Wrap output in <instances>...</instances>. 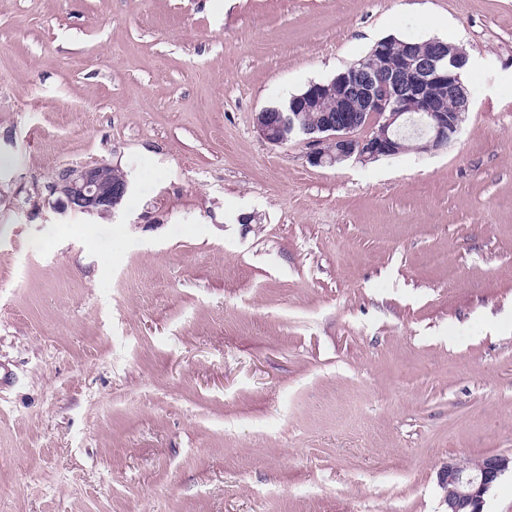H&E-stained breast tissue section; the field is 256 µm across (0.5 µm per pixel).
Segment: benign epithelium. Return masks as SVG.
Instances as JSON below:
<instances>
[{"mask_svg": "<svg viewBox=\"0 0 512 512\" xmlns=\"http://www.w3.org/2000/svg\"><path fill=\"white\" fill-rule=\"evenodd\" d=\"M398 39L378 41L370 53L338 76L311 82L292 97L288 111L270 108L255 114L254 130L271 144L287 143L284 131L306 137L309 162L332 167L341 160L367 164L401 152L400 132L411 125L421 129L418 152L431 154L460 133L470 102L461 91L460 70L469 62L462 47L430 39L419 50L408 47L394 64L387 63ZM333 98L335 109L321 114L314 125L305 112ZM106 165L72 166L65 170L53 193L57 208L66 212L114 215L129 183L104 175ZM512 458L487 456L475 464L452 459L439 472L446 512H483L485 495L507 470Z\"/></svg>", "mask_w": 512, "mask_h": 512, "instance_id": "7a95c632", "label": "benign epithelium"}]
</instances>
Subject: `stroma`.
Returning a JSON list of instances; mask_svg holds the SVG:
<instances>
[{
  "label": "stroma",
  "instance_id": "obj_1",
  "mask_svg": "<svg viewBox=\"0 0 512 512\" xmlns=\"http://www.w3.org/2000/svg\"><path fill=\"white\" fill-rule=\"evenodd\" d=\"M395 36L470 55L435 153L259 139ZM130 175L58 211L66 167ZM512 457V0H0V512H443ZM512 470V458L487 456L475 464L452 459L439 472L443 489V512H484L485 495L507 470Z\"/></svg>",
  "mask_w": 512,
  "mask_h": 512
}]
</instances>
